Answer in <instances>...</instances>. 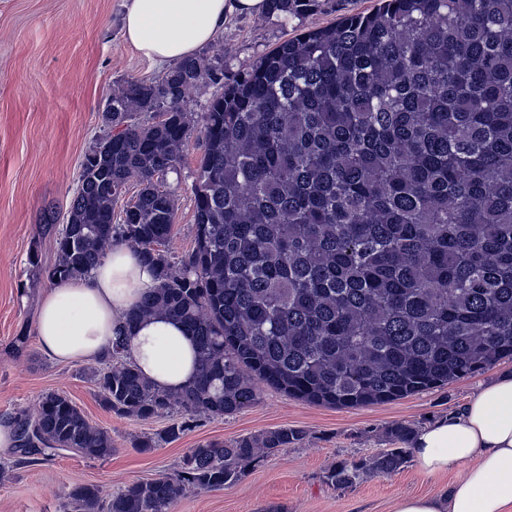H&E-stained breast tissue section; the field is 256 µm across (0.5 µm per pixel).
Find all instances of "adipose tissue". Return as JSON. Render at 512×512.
<instances>
[{"mask_svg": "<svg viewBox=\"0 0 512 512\" xmlns=\"http://www.w3.org/2000/svg\"><path fill=\"white\" fill-rule=\"evenodd\" d=\"M267 0H127L123 31L145 58L166 64L214 41L227 17H258ZM158 285L129 246L110 248L89 275L54 279L43 292L36 335L51 360L109 357L128 312ZM124 357L158 389L180 391L196 373L195 343L166 315L140 320ZM410 452L422 472L456 473L438 496L399 497L392 512H512V375L482 386L461 410L421 429Z\"/></svg>", "mask_w": 512, "mask_h": 512, "instance_id": "1", "label": "adipose tissue"}]
</instances>
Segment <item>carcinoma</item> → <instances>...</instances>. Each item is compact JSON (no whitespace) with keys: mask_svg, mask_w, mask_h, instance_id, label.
<instances>
[{"mask_svg":"<svg viewBox=\"0 0 512 512\" xmlns=\"http://www.w3.org/2000/svg\"><path fill=\"white\" fill-rule=\"evenodd\" d=\"M270 2L289 18L318 0ZM206 75L192 56L108 98L107 132L84 156L58 239L52 279L89 274L114 243L139 251L159 283L127 321L162 313L196 341V379L168 393L120 359L116 337L112 365L90 372L109 410L222 417L255 403L257 379L309 403L369 406L512 359V0H381L264 55L202 113L196 242L174 262V193L155 177L177 170L191 129L182 103ZM132 178L139 190L114 224ZM14 428L24 463L115 451L57 392ZM415 435L391 427L393 447L336 465L331 483L399 469ZM304 438L281 427L206 441L173 474L106 503L95 485L75 488L73 509L171 512Z\"/></svg>","mask_w":512,"mask_h":512,"instance_id":"cac0c4a2","label":"carcinoma"}]
</instances>
